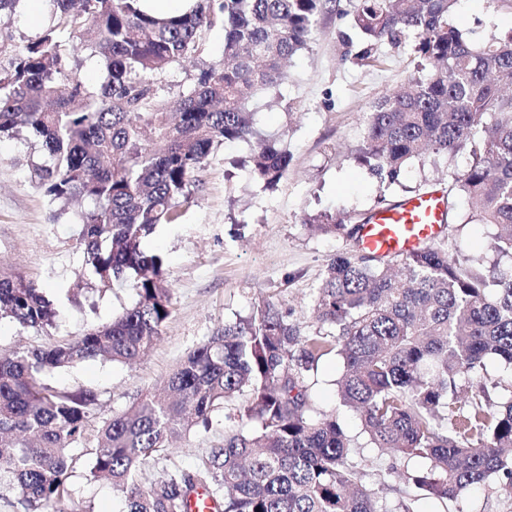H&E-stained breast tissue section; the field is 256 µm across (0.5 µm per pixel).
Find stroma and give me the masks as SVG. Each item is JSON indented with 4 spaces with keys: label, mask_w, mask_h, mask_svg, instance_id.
Returning <instances> with one entry per match:
<instances>
[{
    "label": "stroma",
    "mask_w": 512,
    "mask_h": 512,
    "mask_svg": "<svg viewBox=\"0 0 512 512\" xmlns=\"http://www.w3.org/2000/svg\"><path fill=\"white\" fill-rule=\"evenodd\" d=\"M355 3L326 0L311 42L293 56L284 81L251 103L257 129L281 141L291 155L277 185L267 190L251 178L243 165L251 155L249 144L223 145L205 161L179 219L157 225L144 239L146 250L165 258L173 301L152 348L131 365L99 357L50 373L58 390H91L99 399L83 438L71 450L67 512H123L120 493L90 476L100 429L140 394L162 384L216 327L247 315L255 299L270 297L291 310L302 334L316 331L314 292L328 259L347 243L310 230L306 219L327 214L358 221L380 203L438 188L447 192L450 204L440 248L481 259L487 267L498 262L492 247L495 227L474 220L471 207L452 190L468 167V153L438 163H410L393 182L381 180L359 161L368 112L404 85L415 60L410 36L396 44L368 45L354 27ZM451 21L469 44L482 46L491 37L512 35V0H457ZM39 30L27 22L25 7L0 14V72L8 70L12 49L34 39ZM223 44V28L209 30L200 56L161 77V99L171 101L188 92L202 63L219 58ZM367 51L373 61L364 60ZM43 161L35 140L0 137V273L38 281L56 298L58 309L55 324L44 330L0 319V355L73 339L89 325L111 321L136 300L126 284L104 293L89 285L76 222L81 205L51 202L33 176L34 165ZM342 371L336 354L320 360L309 377L312 408L338 411L355 448V462L370 483L383 484L389 512H399L402 500L412 503L414 512H512V496L489 485L470 488L447 504L416 488L385 483L391 462L410 470L422 469L426 462L420 457L397 461L372 447L358 416L338 407L335 380ZM235 423V406L218 411L209 429L181 436L164 459L146 465L143 482L158 478L166 468H192L223 442L225 428Z\"/></svg>",
    "instance_id": "stroma-1"
}]
</instances>
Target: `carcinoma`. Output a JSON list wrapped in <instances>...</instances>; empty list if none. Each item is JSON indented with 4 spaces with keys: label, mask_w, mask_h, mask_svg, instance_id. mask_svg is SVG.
Masks as SVG:
<instances>
[{
    "label": "carcinoma",
    "mask_w": 512,
    "mask_h": 512,
    "mask_svg": "<svg viewBox=\"0 0 512 512\" xmlns=\"http://www.w3.org/2000/svg\"><path fill=\"white\" fill-rule=\"evenodd\" d=\"M51 23L14 50L0 73V136L25 132L46 161L35 170L53 202L80 198L79 244L102 291L133 283L135 303L77 339L0 357V486L19 492L22 512H60L69 497L70 449L97 394L57 390L48 374L99 356L130 364L161 335L172 312L163 257L143 239L172 223L192 196L201 161L228 142H255L250 175L266 189L290 154L259 135L249 99L285 78L284 63L307 48L323 0H196L159 19L140 0H48ZM455 0H357L354 23L371 44L415 35V73L381 98L365 121L360 157L395 180L425 157L466 151L454 189L473 216L497 227L493 248L508 260L488 272L432 244L401 257L359 249L330 258L311 336L262 297L247 317L217 328L169 375L102 428L90 474L121 492L127 512H189L206 492L215 512H386L380 489L354 465L334 412L313 413L309 373L336 352L340 404L357 413L373 447L426 459L395 482L453 501L497 482L512 495V397L490 403L487 360L512 368V36L477 51L448 22ZM224 29L222 56L201 69L173 110L157 77L203 51ZM103 65L94 87L69 70L70 49ZM325 235L357 241L358 224L312 219ZM54 301L32 280L0 275V319L44 329ZM242 400L241 425L191 470L149 484L140 468L165 456L170 439L209 428L220 407Z\"/></svg>",
    "instance_id": "carcinoma-1"
}]
</instances>
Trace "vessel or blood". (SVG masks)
Masks as SVG:
<instances>
[{"label":"vessel or blood","mask_w":512,"mask_h":512,"mask_svg":"<svg viewBox=\"0 0 512 512\" xmlns=\"http://www.w3.org/2000/svg\"><path fill=\"white\" fill-rule=\"evenodd\" d=\"M448 218V200L436 189L373 212L359 231V246L377 256L407 254L435 243Z\"/></svg>","instance_id":"vessel-or-blood-1"}]
</instances>
